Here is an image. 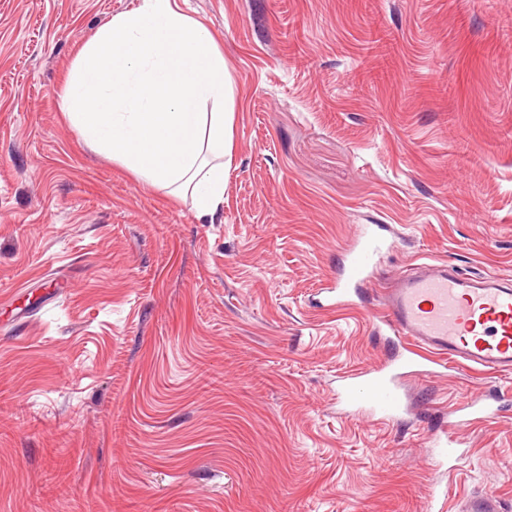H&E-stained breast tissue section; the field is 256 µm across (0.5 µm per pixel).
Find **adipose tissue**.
I'll return each instance as SVG.
<instances>
[{
    "instance_id": "adipose-tissue-1",
    "label": "adipose tissue",
    "mask_w": 512,
    "mask_h": 512,
    "mask_svg": "<svg viewBox=\"0 0 512 512\" xmlns=\"http://www.w3.org/2000/svg\"><path fill=\"white\" fill-rule=\"evenodd\" d=\"M60 106L83 142L146 185L224 200L234 85L210 30L171 0H142L78 53Z\"/></svg>"
}]
</instances>
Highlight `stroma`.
Instances as JSON below:
<instances>
[{"mask_svg": "<svg viewBox=\"0 0 512 512\" xmlns=\"http://www.w3.org/2000/svg\"><path fill=\"white\" fill-rule=\"evenodd\" d=\"M141 2L0 0V512H512V377L408 379L395 423L336 399L398 351L375 319L400 273L512 280V0H176L235 87L202 218L60 108ZM362 224L389 247L329 310ZM492 391L498 419L449 417ZM458 512H505L501 498L492 493L472 494L460 501Z\"/></svg>", "mask_w": 512, "mask_h": 512, "instance_id": "35a3bbf8", "label": "stroma"}]
</instances>
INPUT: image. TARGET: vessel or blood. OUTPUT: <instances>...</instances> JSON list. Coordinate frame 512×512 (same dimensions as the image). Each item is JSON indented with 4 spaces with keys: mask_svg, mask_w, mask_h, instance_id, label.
Masks as SVG:
<instances>
[{
    "mask_svg": "<svg viewBox=\"0 0 512 512\" xmlns=\"http://www.w3.org/2000/svg\"><path fill=\"white\" fill-rule=\"evenodd\" d=\"M386 242L364 227L336 279L333 305L348 303L372 275ZM381 327L405 339V352L384 365L347 378L339 397L349 408L390 422L406 408L403 380L429 368L460 364L487 374L512 375V286L489 276L463 277L438 264L420 263L384 295ZM459 512H505L501 498L473 494Z\"/></svg>",
    "mask_w": 512,
    "mask_h": 512,
    "instance_id": "vessel-or-blood-1",
    "label": "vessel or blood"
}]
</instances>
